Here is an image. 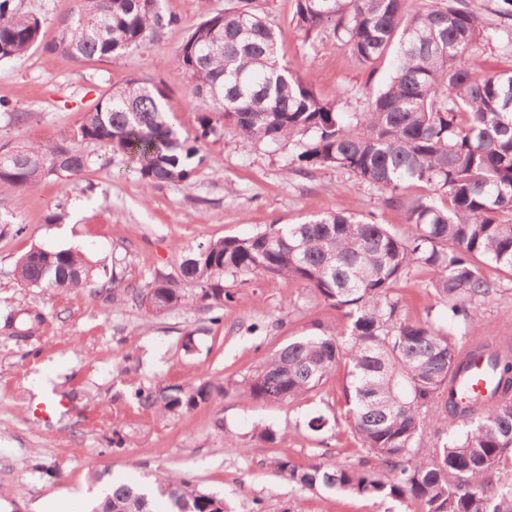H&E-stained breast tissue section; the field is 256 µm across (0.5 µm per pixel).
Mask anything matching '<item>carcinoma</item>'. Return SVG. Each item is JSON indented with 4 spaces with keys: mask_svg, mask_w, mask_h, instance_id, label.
<instances>
[{
    "mask_svg": "<svg viewBox=\"0 0 512 512\" xmlns=\"http://www.w3.org/2000/svg\"><path fill=\"white\" fill-rule=\"evenodd\" d=\"M263 0L232 7L190 28L172 58L198 113L195 134L169 117L168 89L129 77L112 86L70 134L0 145V193L68 184L105 147L133 163L147 189L190 181L202 143L231 126L242 139L291 146L294 173L343 169L387 193L408 231L340 212L309 216L249 237L226 236L197 248L182 276L196 299L224 303L221 274L289 279L343 313L339 331L292 340L241 385L250 398L294 403L320 389L339 366L346 420L363 457L353 466L306 467L288 457L276 474L315 492L407 500L414 512H512V348L486 335L482 306L500 292L487 269L512 277V72L478 62L491 39L468 0H432L405 17L409 0H295L306 34L328 32L363 65L391 53L394 66L363 112L340 111L279 59V34ZM176 23L159 0H79L57 41L45 46L78 60L146 47ZM41 19L21 0H0V62L40 45ZM419 269L427 296L447 311L440 322L410 320L395 290ZM15 275L23 287L79 288L92 265L79 252L33 247ZM185 301L165 278L138 296L159 316ZM479 344L495 382L488 403L464 400L455 385L466 348ZM224 387L202 382L147 395L146 407L190 411ZM105 486L94 512H210L212 500L185 478Z\"/></svg>",
    "mask_w": 512,
    "mask_h": 512,
    "instance_id": "carcinoma-1",
    "label": "carcinoma"
}]
</instances>
